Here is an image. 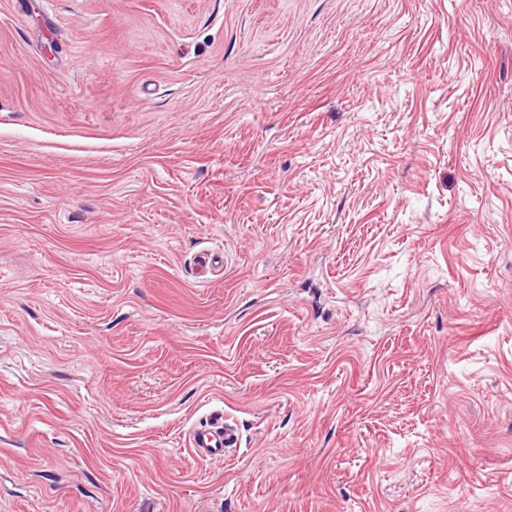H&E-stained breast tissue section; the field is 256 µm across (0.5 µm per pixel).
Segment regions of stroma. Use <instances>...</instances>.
<instances>
[{
	"label": "stroma",
	"mask_w": 512,
	"mask_h": 512,
	"mask_svg": "<svg viewBox=\"0 0 512 512\" xmlns=\"http://www.w3.org/2000/svg\"><path fill=\"white\" fill-rule=\"evenodd\" d=\"M0 512H512V0H0ZM240 434L236 425L224 419L223 414L210 416L194 431L191 448L196 457L204 460L224 458L230 448H237Z\"/></svg>",
	"instance_id": "stroma-1"
}]
</instances>
